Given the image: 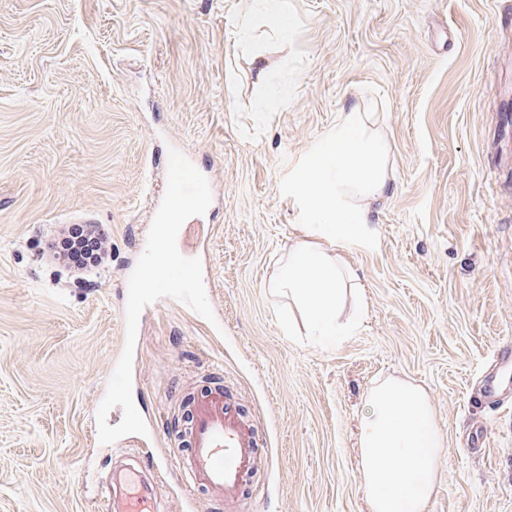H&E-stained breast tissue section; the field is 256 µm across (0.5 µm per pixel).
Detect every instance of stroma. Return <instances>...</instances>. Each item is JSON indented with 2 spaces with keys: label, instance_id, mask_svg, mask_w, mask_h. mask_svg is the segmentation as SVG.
I'll return each instance as SVG.
<instances>
[{
  "label": "stroma",
  "instance_id": "obj_1",
  "mask_svg": "<svg viewBox=\"0 0 512 512\" xmlns=\"http://www.w3.org/2000/svg\"><path fill=\"white\" fill-rule=\"evenodd\" d=\"M288 4L284 40L258 15L238 37L243 0H0V512H91L87 467L143 457V436L107 457L92 434L173 148L224 206L177 237L214 321L160 299L133 353L168 465L159 512H183V405L207 389L259 426L265 512H370L359 426L385 379L420 386L445 439L425 512H512V381L478 396L512 346V20L502 0ZM270 94L278 110L256 112ZM353 105L374 113L393 179L344 250L360 324L321 345L267 283L302 236L290 184ZM84 220L112 258L76 279L43 253L53 225Z\"/></svg>",
  "mask_w": 512,
  "mask_h": 512
}]
</instances>
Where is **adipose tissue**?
Here are the masks:
<instances>
[{
  "mask_svg": "<svg viewBox=\"0 0 512 512\" xmlns=\"http://www.w3.org/2000/svg\"><path fill=\"white\" fill-rule=\"evenodd\" d=\"M392 175L390 146L371 113H340L307 154L293 187L308 223L281 257L269 286L300 305L309 335L337 343L357 328L361 314L341 318L344 301L337 251L368 222ZM359 435L360 467L371 512H424L438 477L443 438L423 389L397 380L374 385Z\"/></svg>",
  "mask_w": 512,
  "mask_h": 512,
  "instance_id": "1",
  "label": "adipose tissue"
}]
</instances>
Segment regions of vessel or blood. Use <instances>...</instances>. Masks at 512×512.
Here are the masks:
<instances>
[{
  "label": "vessel or blood",
  "mask_w": 512,
  "mask_h": 512,
  "mask_svg": "<svg viewBox=\"0 0 512 512\" xmlns=\"http://www.w3.org/2000/svg\"><path fill=\"white\" fill-rule=\"evenodd\" d=\"M191 419L184 441L189 453L181 462L187 476L185 493L195 498L204 489L212 500L240 505L247 476L258 464V428L224 401L214 390L195 399L189 409ZM123 493L113 485H103L95 512H146L147 492L132 493L134 472L121 479Z\"/></svg>",
  "instance_id": "vessel-or-blood-1"
}]
</instances>
